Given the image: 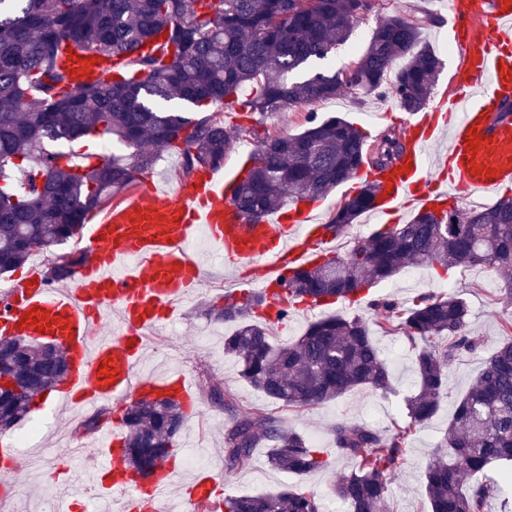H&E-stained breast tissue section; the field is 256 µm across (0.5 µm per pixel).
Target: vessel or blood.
Listing matches in <instances>:
<instances>
[{"instance_id":"obj_1","label":"vessel or blood","mask_w":512,"mask_h":512,"mask_svg":"<svg viewBox=\"0 0 512 512\" xmlns=\"http://www.w3.org/2000/svg\"><path fill=\"white\" fill-rule=\"evenodd\" d=\"M457 22L453 40L464 63L455 94L431 112L419 113L405 134L410 144L407 170L380 177L381 194L373 208L378 218L445 207L512 183V5L506 0H447ZM70 87L114 75L111 59L84 63L66 55ZM481 146L470 149L472 136ZM448 144L437 159L441 179L430 180L427 154L440 138ZM236 177L219 178L200 171L183 192L173 194L147 184L110 218L93 225L91 259L69 288L48 286L39 267L0 301V336L60 338L73 370L59 388L65 403L88 411L128 398L168 397L190 407L196 402L188 374L139 373L138 362L153 331L172 321L176 311L195 297L204 265L190 245L205 236L226 266L252 269L249 282L268 300L267 316L276 319L284 283L293 271L320 256L315 244L325 228L315 220L321 203L306 200L265 224H249L234 206ZM118 312L120 328L104 331V317ZM38 322H23L26 314ZM110 373H102V366ZM75 447L103 449L104 460L90 483L118 496L122 512H156L169 493L177 471L164 464L140 479L122 464L124 439L110 429L95 439L75 440ZM216 487L212 471L192 477L183 512H200Z\"/></svg>"}]
</instances>
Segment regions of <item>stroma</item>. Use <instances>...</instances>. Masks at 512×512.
<instances>
[{
	"instance_id": "35a3bbf8",
	"label": "stroma",
	"mask_w": 512,
	"mask_h": 512,
	"mask_svg": "<svg viewBox=\"0 0 512 512\" xmlns=\"http://www.w3.org/2000/svg\"><path fill=\"white\" fill-rule=\"evenodd\" d=\"M395 3L402 14L422 20L423 40L441 56L442 67L435 82V99L452 95L455 90L452 77L462 59L460 55L449 56L444 52L453 19L443 0H395ZM312 110L321 115L341 113L347 121L372 136L387 128L403 131L409 120L408 114L398 110L392 95L380 91L361 98L348 93L318 103ZM242 277L241 270L225 267L221 258L207 261L205 286L191 303L181 308L179 317L164 327L174 343L173 348L161 352L155 347H147L141 371L163 373L182 370L196 383L205 377L222 383L225 391L241 403L266 406L268 412L280 419L283 427L304 433L326 449L331 446L328 430L339 420L364 423L380 431L390 430L403 412L405 397L413 390L412 363L405 338L379 330L374 333L390 366L389 391L357 388L337 400L301 412L266 403L259 392L239 377L235 361L224 354V337L232 331V324L211 321L203 313L205 304L219 299L223 290L241 291ZM504 281V273L497 270L460 267L446 276L437 274L431 267L416 266L375 287L374 297L400 301L408 300L417 293L439 295L452 291L461 294L470 304L472 333L480 340L478 350L462 354L449 367L448 401L424 428L409 438L403 463L390 485L387 512H428L424 470L430 450L448 425L453 400L464 395L474 383L502 335V321L512 316V307L499 302ZM335 313L360 315L370 322L377 317L376 311L369 309L366 302L354 305L338 303L292 313L284 328L275 329L274 336L281 342L295 340L311 320ZM197 403L198 413L188 418L180 438L182 447L177 455L182 460L194 457L196 468H210L217 473L216 501H223L228 493L271 495L291 485L322 492L336 474L355 467L354 460L337 456L332 460L331 469L300 478L271 467L267 449L259 448L255 451L251 468L227 472L224 468V430L232 417L224 409L210 404L205 394H198ZM85 418L82 411L69 406L54 407L48 405L45 398H37L27 420L40 424L41 430L32 437L28 446L15 449L17 457L24 463L22 478L13 489L0 484V500L9 504L11 512H43L42 499L47 485H63L69 482L74 472L101 459L100 449L87 448L82 454L74 455L56 443V433L74 435L77 425Z\"/></svg>"
}]
</instances>
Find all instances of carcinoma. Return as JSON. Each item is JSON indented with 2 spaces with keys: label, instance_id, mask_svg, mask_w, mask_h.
<instances>
[{
  "label": "carcinoma",
  "instance_id": "carcinoma-1",
  "mask_svg": "<svg viewBox=\"0 0 512 512\" xmlns=\"http://www.w3.org/2000/svg\"><path fill=\"white\" fill-rule=\"evenodd\" d=\"M362 18L355 0H0V274L23 265L37 247L75 237L103 201L152 170L158 151L182 159L186 175L216 170L245 136L255 150L233 202L257 224L300 199L323 197L362 165L386 170L401 161L406 144L393 129L375 139L339 116L310 111L306 126L285 134L267 119L298 105L311 106L350 91L370 94L385 85L399 109L425 108L440 60L421 37V21L396 9L374 28L368 43L340 69L292 76L328 59ZM73 48L124 58L111 81L83 84L61 95L63 52ZM249 98H240L245 88ZM179 100L194 106L183 115ZM242 105L256 125L228 128L223 109ZM108 136L127 149L91 167H77L60 146ZM379 185L366 183L339 204L326 228L340 235L376 201ZM459 224H437L416 214L406 224H384L353 241L342 256L326 258L288 280L281 314L310 299L353 301L411 265L463 266L512 271V197L461 212ZM85 252L54 254L43 278L54 286L73 277ZM266 298L247 292L242 301L206 306V315L235 324L224 354L240 376L270 402L302 411L359 388L387 390L390 371L369 324L360 316L322 317L295 340L278 342L267 327L241 321ZM385 312L379 326L400 333L413 351L414 393L404 420L386 433L358 422L331 426L336 455L356 461L329 492L350 512H384L389 484L410 436L448 397V366L479 346L468 303L459 295L421 293L408 302L372 303ZM468 391L456 401L424 476L430 512H488L489 500L512 482V470L487 474L512 462V319ZM0 355L14 362L20 391L0 388V431L29 413L34 398L68 375L67 350H47L23 338H0ZM211 403L229 407L224 388L207 382ZM125 460L153 471L172 454L187 416L170 399L135 400L122 415ZM269 462L297 476L327 470V451L278 418L253 406L224 431L227 471L249 468L257 448ZM224 512H323L314 489L286 487L274 495L224 496Z\"/></svg>",
  "mask_w": 512,
  "mask_h": 512
}]
</instances>
